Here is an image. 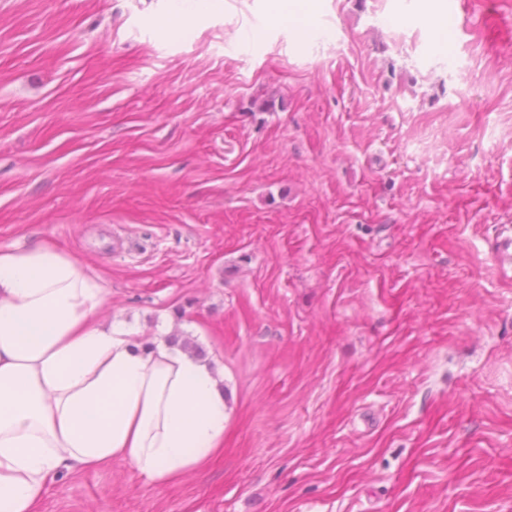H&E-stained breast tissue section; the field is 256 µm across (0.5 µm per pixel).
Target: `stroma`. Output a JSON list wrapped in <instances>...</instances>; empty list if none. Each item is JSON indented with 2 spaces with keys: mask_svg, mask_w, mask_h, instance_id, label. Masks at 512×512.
<instances>
[{
  "mask_svg": "<svg viewBox=\"0 0 512 512\" xmlns=\"http://www.w3.org/2000/svg\"><path fill=\"white\" fill-rule=\"evenodd\" d=\"M0 0V248L191 341L224 449L35 512H512V0Z\"/></svg>",
  "mask_w": 512,
  "mask_h": 512,
  "instance_id": "35a3bbf8",
  "label": "stroma"
}]
</instances>
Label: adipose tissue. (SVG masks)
<instances>
[{
  "label": "adipose tissue",
  "instance_id": "adipose-tissue-1",
  "mask_svg": "<svg viewBox=\"0 0 512 512\" xmlns=\"http://www.w3.org/2000/svg\"><path fill=\"white\" fill-rule=\"evenodd\" d=\"M109 300L75 259L0 248V512H34L51 474L123 459L165 484L224 441L221 377L93 318Z\"/></svg>",
  "mask_w": 512,
  "mask_h": 512
}]
</instances>
